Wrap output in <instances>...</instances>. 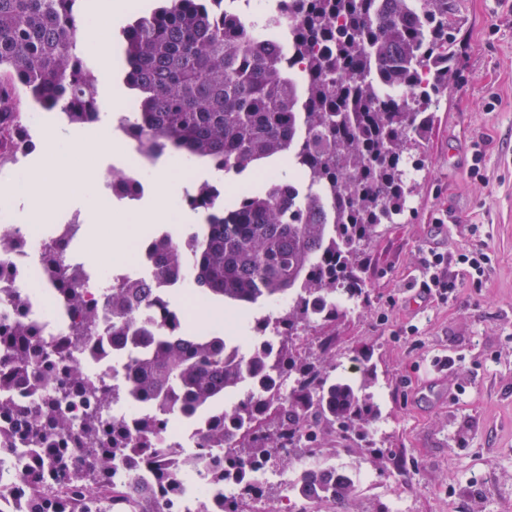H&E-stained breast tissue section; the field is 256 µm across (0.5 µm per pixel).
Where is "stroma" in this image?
<instances>
[{
	"label": "stroma",
	"instance_id": "35a3bbf8",
	"mask_svg": "<svg viewBox=\"0 0 512 512\" xmlns=\"http://www.w3.org/2000/svg\"><path fill=\"white\" fill-rule=\"evenodd\" d=\"M458 67L434 109L407 210L367 250V303L325 328L338 374L368 350L381 417L364 448L326 463L366 476L350 512H512V0H457ZM489 257L453 300L419 295L429 251ZM447 369L438 404L421 385Z\"/></svg>",
	"mask_w": 512,
	"mask_h": 512
}]
</instances>
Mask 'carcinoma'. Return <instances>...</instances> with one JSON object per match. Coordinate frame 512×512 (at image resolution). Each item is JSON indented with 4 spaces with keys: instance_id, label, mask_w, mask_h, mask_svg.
Listing matches in <instances>:
<instances>
[{
    "instance_id": "obj_1",
    "label": "carcinoma",
    "mask_w": 512,
    "mask_h": 512,
    "mask_svg": "<svg viewBox=\"0 0 512 512\" xmlns=\"http://www.w3.org/2000/svg\"><path fill=\"white\" fill-rule=\"evenodd\" d=\"M298 17L288 32V53L304 63L299 73L282 65L279 45L224 14V0H163L124 32L125 82L138 104L129 134L155 160L166 151L205 160L217 173H238L283 157L303 176L304 190L271 186L243 196L205 218L190 233V278L203 293L247 310L285 300L277 312L254 320L255 344L238 336H205L186 329L175 336L158 320L135 325L133 312L180 266L169 236L156 245L151 281L126 280L112 289V344L131 334L127 379H89L102 317L86 307L82 272L73 269L57 289L59 304L82 312L58 350L35 327L17 321L0 332V416L18 427L0 441L30 447L36 466L23 475L29 512H173L161 489L191 478L196 450L161 467L155 439L176 417L201 428L198 447L223 453L212 480L233 479L217 512H240L253 488L251 474L264 460L284 463L301 448L313 456L329 435L363 441L380 418L370 388L377 371L371 352L360 357L359 377L333 375L326 336L319 352L302 351L299 336L329 327L347 304L367 296L360 257L380 224L405 211L412 192L405 153L423 145L432 106L448 88L458 59L453 0H279ZM85 0H0V161L14 158L24 113L62 112L87 124L101 105L97 64L81 48ZM427 89L399 102L404 89ZM29 389L23 398L16 390ZM243 397L223 404L224 396ZM79 399L84 413L67 411ZM139 406L134 425L110 418L112 405ZM70 439L88 468L73 463ZM129 482L146 470L142 501L129 486H114L118 468ZM295 491L346 512L357 481L336 466L311 468Z\"/></svg>"
}]
</instances>
